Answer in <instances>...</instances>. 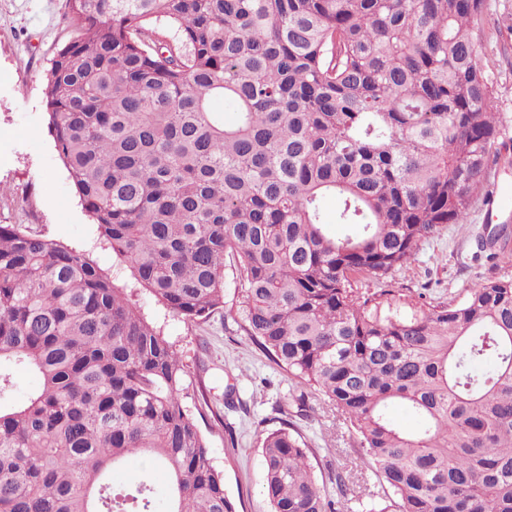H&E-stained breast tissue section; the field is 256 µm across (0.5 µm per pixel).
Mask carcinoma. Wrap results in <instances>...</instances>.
Masks as SVG:
<instances>
[{
    "label": "carcinoma",
    "mask_w": 512,
    "mask_h": 512,
    "mask_svg": "<svg viewBox=\"0 0 512 512\" xmlns=\"http://www.w3.org/2000/svg\"><path fill=\"white\" fill-rule=\"evenodd\" d=\"M68 3L46 110L99 237L190 322L224 307L233 262L235 322L297 381L260 438L272 512L347 507L293 422L313 399L385 488L369 512H512V280L428 308L352 285L465 223L484 188L483 0ZM19 369L39 381L22 401ZM184 375L86 253L0 224V512H157L149 472L112 493L131 456L169 478L166 512H237Z\"/></svg>",
    "instance_id": "cac0c4a2"
}]
</instances>
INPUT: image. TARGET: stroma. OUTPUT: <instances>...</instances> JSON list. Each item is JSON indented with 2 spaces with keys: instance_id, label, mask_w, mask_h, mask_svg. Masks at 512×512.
I'll return each mask as SVG.
<instances>
[{
  "instance_id": "1",
  "label": "stroma",
  "mask_w": 512,
  "mask_h": 512,
  "mask_svg": "<svg viewBox=\"0 0 512 512\" xmlns=\"http://www.w3.org/2000/svg\"><path fill=\"white\" fill-rule=\"evenodd\" d=\"M72 34L67 0H0V224H21L85 251L103 271L119 272L120 286L130 289L133 279L121 273L119 260L82 208L48 127L45 75ZM472 36L491 87L498 140L512 141V0H484ZM500 225L507 228V242L486 244L489 230ZM490 279H512V220L488 216L477 199L467 223L443 225L388 281L360 276L354 286L374 292L385 285L435 305L462 302L469 289ZM138 299L143 314L178 352L187 384L205 388L210 402L221 407L222 422L210 419L201 429L237 512H271L258 439L262 431L279 427L276 407L295 381L223 312L190 323L147 293ZM230 386L239 390L242 404L229 409L222 401ZM295 424L310 448L317 478L343 471L350 512H362V502L382 495L381 484L334 411L320 404Z\"/></svg>"
}]
</instances>
